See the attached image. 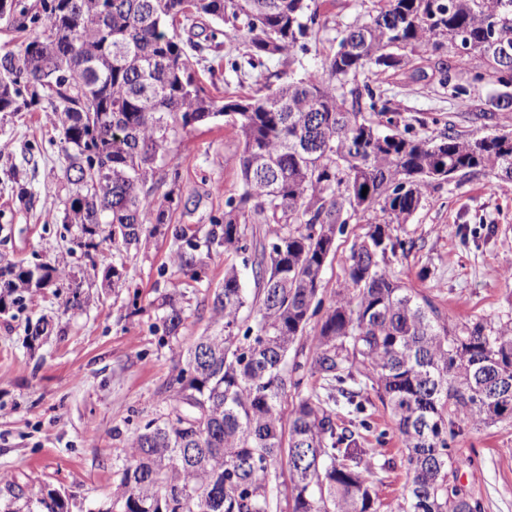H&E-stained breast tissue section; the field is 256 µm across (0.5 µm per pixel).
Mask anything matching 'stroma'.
Returning <instances> with one entry per match:
<instances>
[{
    "mask_svg": "<svg viewBox=\"0 0 512 512\" xmlns=\"http://www.w3.org/2000/svg\"><path fill=\"white\" fill-rule=\"evenodd\" d=\"M322 27L308 52L247 63L246 46L224 28L220 54L205 51L193 63L212 98L236 100L259 88L321 68L342 32L372 8V0H319ZM394 108L415 134L439 135L445 123L472 136L512 129V111L496 121L474 119L459 100L424 81L380 76ZM63 132L50 112H0V259L35 264L66 262L69 286L27 294L13 315L0 314V471L12 474L37 502L54 489L71 495L73 512H109L112 487L135 429L155 417L178 354L215 328L212 298L228 268L239 269L255 289L244 253L207 249L205 235L229 199L243 191V145L223 119L180 131L157 162L155 200L172 193L170 221L153 227L138 245L105 247L98 261L85 254L76 225L64 223L73 195L67 181ZM369 226L354 220L335 240L320 293L331 303L347 278L343 260ZM411 242L390 265L407 287L434 299L450 321L512 317V182L455 178L424 191L421 207L398 231ZM199 243L202 274L194 280L170 263L186 240ZM427 279H420L421 269ZM120 281H113L112 272ZM79 304H69L72 293ZM184 312L176 335L157 332L164 298ZM45 317L39 338L27 321ZM365 445L374 457L395 460L374 475L387 508L406 492L405 451L381 405L368 409ZM456 484L478 499L484 512H512V421L469 431L457 444ZM36 512H45L39 506Z\"/></svg>",
    "mask_w": 512,
    "mask_h": 512,
    "instance_id": "1",
    "label": "stroma"
}]
</instances>
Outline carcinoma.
Returning <instances> with one entry per match:
<instances>
[{
    "mask_svg": "<svg viewBox=\"0 0 512 512\" xmlns=\"http://www.w3.org/2000/svg\"><path fill=\"white\" fill-rule=\"evenodd\" d=\"M318 0H0L26 33L0 51V112L50 106L63 130L67 175L78 174L65 223L87 250L102 241L139 243L168 210L144 187L169 135L222 117L243 142V192L226 204L207 239L245 250L241 220L264 217L271 237L251 271L224 273L214 293L217 328L187 349L166 384L164 410L128 439L112 512H273L278 469L288 467L292 512H383L356 431L338 411L364 413L371 391L406 451L408 487L400 512H483L450 480V443L468 429L512 419V320L449 322L434 300L406 287L389 256L396 234L421 207L424 190L481 173L512 181V141L475 139L451 123L432 138L411 134L376 78L426 80L476 118L512 109V0H377L348 27L322 69L275 91L222 105L191 63L202 45L179 27L229 23L250 66L293 56L319 32ZM488 88L478 105L471 93ZM367 194H362V190ZM370 230L345 257L347 279L307 347L294 344L322 307L320 275L336 256V234L353 218ZM197 279L189 242L172 258ZM12 303L68 279L63 263L0 268ZM162 320L177 334L173 300ZM293 357H288L289 352ZM315 384L308 385V380ZM295 394L284 412L282 399ZM40 504L69 512L50 490Z\"/></svg>",
    "mask_w": 512,
    "mask_h": 512,
    "instance_id": "cac0c4a2",
    "label": "carcinoma"
}]
</instances>
